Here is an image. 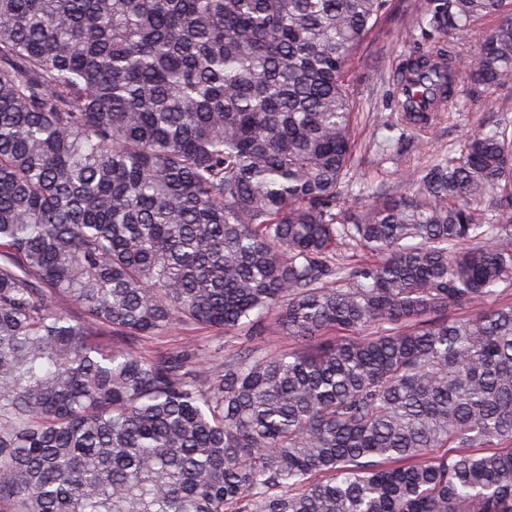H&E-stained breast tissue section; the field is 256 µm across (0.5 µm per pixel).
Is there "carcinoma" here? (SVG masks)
Segmentation results:
<instances>
[{"instance_id": "1", "label": "carcinoma", "mask_w": 512, "mask_h": 512, "mask_svg": "<svg viewBox=\"0 0 512 512\" xmlns=\"http://www.w3.org/2000/svg\"><path fill=\"white\" fill-rule=\"evenodd\" d=\"M389 9L0 0V512H512V126L346 206ZM416 30L388 128L512 84V0ZM222 333L211 332L209 330H187L183 328H176L169 332L166 336L159 337L153 340L148 345V349L152 352L155 351H175L178 350L185 342L193 339H198L202 336H214L215 341L224 345V351L233 352L239 346L245 345L246 340L244 336L239 338L233 335H219Z\"/></svg>"}]
</instances>
